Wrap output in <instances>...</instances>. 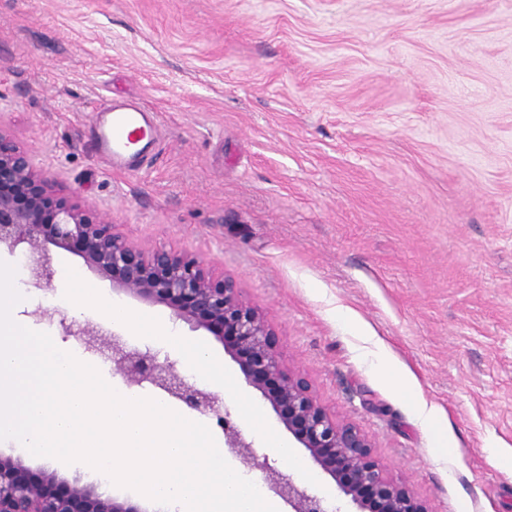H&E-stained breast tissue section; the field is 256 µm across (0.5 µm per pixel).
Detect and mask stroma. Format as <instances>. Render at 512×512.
Here are the masks:
<instances>
[{"label":"stroma","instance_id":"1","mask_svg":"<svg viewBox=\"0 0 512 512\" xmlns=\"http://www.w3.org/2000/svg\"><path fill=\"white\" fill-rule=\"evenodd\" d=\"M159 113L153 164L97 159L106 99ZM0 121L134 242L222 267L275 329L282 362L357 425L431 512H512V0H0ZM87 287L206 346L237 421L248 410L303 460L299 482L352 505L211 333ZM14 317L116 391L111 364ZM385 357L373 368L364 338ZM441 418L435 458L413 400Z\"/></svg>","mask_w":512,"mask_h":512}]
</instances>
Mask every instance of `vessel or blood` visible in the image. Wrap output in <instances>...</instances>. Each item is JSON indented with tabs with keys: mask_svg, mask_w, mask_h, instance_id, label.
<instances>
[{
	"mask_svg": "<svg viewBox=\"0 0 512 512\" xmlns=\"http://www.w3.org/2000/svg\"><path fill=\"white\" fill-rule=\"evenodd\" d=\"M94 124L95 153L115 171L142 167L146 148L158 141L156 111L137 100L104 102Z\"/></svg>",
	"mask_w": 512,
	"mask_h": 512,
	"instance_id": "vessel-or-blood-1",
	"label": "vessel or blood"
}]
</instances>
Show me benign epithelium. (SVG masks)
<instances>
[{
    "mask_svg": "<svg viewBox=\"0 0 512 512\" xmlns=\"http://www.w3.org/2000/svg\"><path fill=\"white\" fill-rule=\"evenodd\" d=\"M22 262L31 290L55 287L50 252L80 257L92 271L112 280L119 292L171 309L174 317L204 329L224 343L245 381L261 392L280 422L306 449L356 512H430L403 483L393 480L373 455L370 438L336 420L321 405L309 380L283 364L272 325L247 303L236 283L182 250L148 248L130 240L110 218L89 209L81 191L58 183L0 122V250ZM61 335L113 365L127 388L150 385L210 419L224 447L241 468L259 473L288 512H340L299 485L253 443L211 390L181 375L179 361L159 358L150 347H132L121 335L68 317L50 306L31 312ZM0 512H144L78 484L35 477L21 461L0 456Z\"/></svg>",
    "mask_w": 512,
    "mask_h": 512,
    "instance_id": "1",
    "label": "benign epithelium"
}]
</instances>
